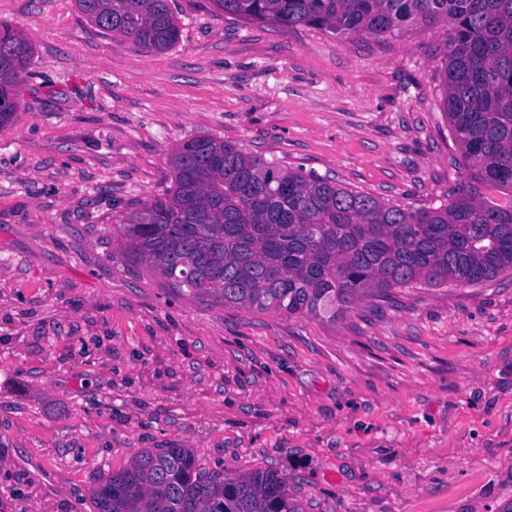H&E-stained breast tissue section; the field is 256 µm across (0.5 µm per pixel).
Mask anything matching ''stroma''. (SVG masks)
Returning <instances> with one entry per match:
<instances>
[{"instance_id":"1","label":"stroma","mask_w":512,"mask_h":512,"mask_svg":"<svg viewBox=\"0 0 512 512\" xmlns=\"http://www.w3.org/2000/svg\"><path fill=\"white\" fill-rule=\"evenodd\" d=\"M173 10L179 42L145 54L75 0H0L34 47L0 128V512H93L145 448L277 469L301 512H506L512 277L289 319L181 294L112 238L200 136L440 206L460 178L443 29L345 39Z\"/></svg>"}]
</instances>
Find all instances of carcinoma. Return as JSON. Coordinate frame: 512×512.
Instances as JSON below:
<instances>
[{"label": "carcinoma", "mask_w": 512, "mask_h": 512, "mask_svg": "<svg viewBox=\"0 0 512 512\" xmlns=\"http://www.w3.org/2000/svg\"><path fill=\"white\" fill-rule=\"evenodd\" d=\"M143 53L180 39L169 0H75ZM236 20L339 37L446 27L439 108L462 159L438 207L411 208L335 179L194 137L168 155L171 186L123 216L127 257L216 303L331 321L396 288L476 286L512 275V0H211ZM33 47L0 21V127ZM96 512H299L273 469L203 472L190 448H145L92 492Z\"/></svg>", "instance_id": "obj_1"}]
</instances>
